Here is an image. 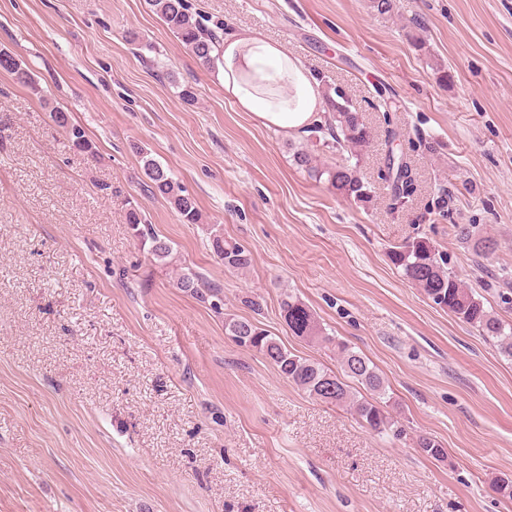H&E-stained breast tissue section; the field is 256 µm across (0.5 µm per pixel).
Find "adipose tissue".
I'll use <instances>...</instances> for the list:
<instances>
[{
	"label": "adipose tissue",
	"mask_w": 512,
	"mask_h": 512,
	"mask_svg": "<svg viewBox=\"0 0 512 512\" xmlns=\"http://www.w3.org/2000/svg\"><path fill=\"white\" fill-rule=\"evenodd\" d=\"M224 95L268 128L299 133L318 120V84L280 43L252 33L224 39L215 54Z\"/></svg>",
	"instance_id": "obj_1"
}]
</instances>
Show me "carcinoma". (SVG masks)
<instances>
[{
	"label": "carcinoma",
	"instance_id": "1",
	"mask_svg": "<svg viewBox=\"0 0 512 512\" xmlns=\"http://www.w3.org/2000/svg\"><path fill=\"white\" fill-rule=\"evenodd\" d=\"M153 10L160 15L173 35L203 65L214 64L212 52L220 44V36L203 28L197 14L191 11L187 0H148ZM0 68L12 75L14 81L40 93L36 80L28 67L13 55L0 51ZM326 110L323 121L315 125L322 146L336 151L342 159L330 166H321L317 156L308 150L293 154L295 164L316 179H325L334 193L360 203H369L373 198L370 182L364 180L359 166L351 160L361 158L363 151L372 142V131L363 113L340 89L326 93ZM52 120L61 129L70 145L79 151L94 153L83 127L69 121L65 111H52ZM143 169L148 182L144 191L152 197L164 198L187 224L199 222L196 200L184 188L147 155L142 156ZM391 191L393 205H401L415 192L414 176L408 162L391 159L388 176L385 177ZM127 223L142 242H150V251L158 259L170 255V244L158 237L148 224L145 215L137 206L128 210ZM213 254L230 269H245L251 264L248 251L237 242L227 240L216 232L210 238ZM389 258L401 269L403 276L421 288L435 304L447 309L461 321L476 328L485 339L498 343L500 353L512 357V326L493 315L475 292L464 285L458 277L444 267L442 258L425 240L394 247ZM178 287L192 296L207 301L219 298L221 288L210 285L194 273H185L178 280ZM281 314L292 335L321 344L336 352L340 373L325 369L321 364L296 355L285 348L275 337L248 319L227 317L224 329L227 335L241 347L253 348L272 362L289 382L310 397L338 407H347L371 430L393 433L399 436L403 429L387 410L390 396L384 378L369 365V362L344 342L324 332L320 323L307 305L296 295L283 294L280 302ZM353 380L369 392L370 397L358 398L348 381ZM417 446L429 457H444L442 445L421 436Z\"/></svg>",
	"mask_w": 512,
	"mask_h": 512
}]
</instances>
